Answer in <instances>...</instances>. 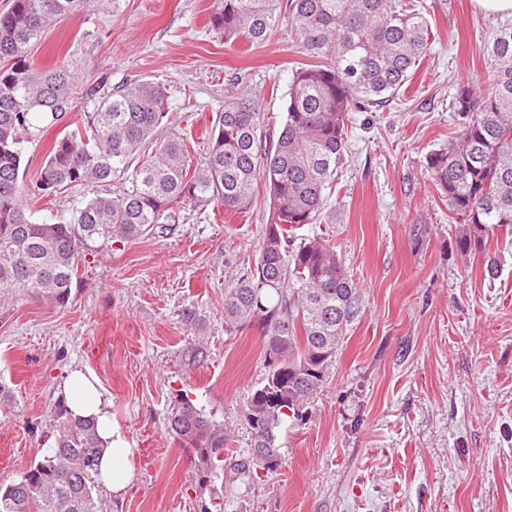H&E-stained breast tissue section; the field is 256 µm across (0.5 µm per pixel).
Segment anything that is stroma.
Listing matches in <instances>:
<instances>
[{"instance_id":"35a3bbf8","label":"stroma","mask_w":512,"mask_h":512,"mask_svg":"<svg viewBox=\"0 0 512 512\" xmlns=\"http://www.w3.org/2000/svg\"><path fill=\"white\" fill-rule=\"evenodd\" d=\"M432 44L404 93L356 112L345 160L316 223L294 239L329 240L363 296L303 420L279 429L282 464L254 480L218 474L199 492L191 449L166 431L180 389L230 431L246 455L245 401L265 371L256 328L224 327V290L259 254L269 201L249 213L217 204L179 211L173 231L117 242L79 263L64 305L25 296L0 308V479L19 478L54 447L57 386L90 370L138 448L137 479L107 512H512V245L499 262H463L459 225L425 167L459 127V86H485L478 44L498 17L472 0H421ZM214 0H123L48 31L32 51L42 68L65 63L78 89L129 80L166 86L170 131L188 132L200 162L205 131L226 101L254 98L264 129L279 130L305 57L287 25L259 46H224L210 28ZM95 193L80 188L29 203L36 223L69 216ZM205 320L192 355L182 312Z\"/></svg>"}]
</instances>
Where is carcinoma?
<instances>
[{
	"label": "carcinoma",
	"mask_w": 512,
	"mask_h": 512,
	"mask_svg": "<svg viewBox=\"0 0 512 512\" xmlns=\"http://www.w3.org/2000/svg\"><path fill=\"white\" fill-rule=\"evenodd\" d=\"M104 4L115 12L120 0H12L0 15V306L18 295L63 305L83 253L162 232L181 205L215 202L245 213L263 179L271 212L258 259L224 289V325L255 327L263 337L266 371L245 403L255 417L246 420L252 448L229 459L236 480L249 482L281 465L278 429L303 420L305 401L322 387L363 306L334 247L315 238L295 246L288 229L317 221L345 158L351 114L399 95L429 51L431 26L415 0H215L211 29L224 44L261 45L285 21L311 59L293 73L278 134L264 130L243 95L216 113L205 157L193 167L184 138L162 135L169 124L164 88L99 82L82 92L92 111L61 130L29 187L25 144L77 106L68 66L40 68L32 49L58 22ZM479 51L490 68L487 88L457 90V135L426 157L431 180L461 221L464 261L495 233L512 236V22L486 30ZM112 183V192L67 218L31 221V197ZM54 414L56 447L20 479L0 482V512H103L94 425L72 418L62 400ZM166 429L193 450L195 483L208 490L224 470V423L179 389L168 400Z\"/></svg>",
	"instance_id": "cac0c4a2"
}]
</instances>
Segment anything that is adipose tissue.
<instances>
[{
  "mask_svg": "<svg viewBox=\"0 0 512 512\" xmlns=\"http://www.w3.org/2000/svg\"><path fill=\"white\" fill-rule=\"evenodd\" d=\"M59 391L74 417L93 422L103 452L98 463V478L112 494L119 495L136 477L135 444L112 417L109 401L95 376L77 368L64 379Z\"/></svg>",
  "mask_w": 512,
  "mask_h": 512,
  "instance_id": "1",
  "label": "adipose tissue"
}]
</instances>
